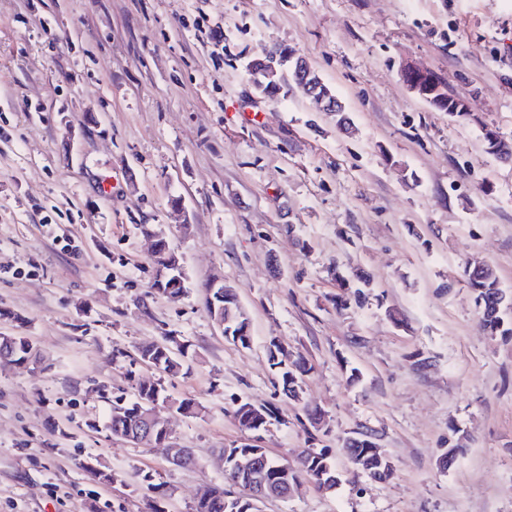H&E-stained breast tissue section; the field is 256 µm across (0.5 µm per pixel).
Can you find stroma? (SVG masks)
I'll use <instances>...</instances> for the list:
<instances>
[{"label":"stroma","instance_id":"35a3bbf8","mask_svg":"<svg viewBox=\"0 0 512 512\" xmlns=\"http://www.w3.org/2000/svg\"><path fill=\"white\" fill-rule=\"evenodd\" d=\"M275 46L307 58L348 131L252 87L247 63ZM408 61L469 118L410 92ZM487 127L512 140V0H0V308L21 317L0 334L47 363L0 368V512H191L246 436L240 400L274 411L257 440L272 457L326 448L340 471L262 512H512V336L483 329L462 275L489 265L512 294V166ZM144 224L181 255L183 296L152 289ZM216 280L249 345L212 322ZM167 337L188 353L177 378L133 360ZM273 343L306 363L300 399ZM140 378L205 407L157 406L199 466L110 435ZM366 429L387 481L341 452Z\"/></svg>","mask_w":512,"mask_h":512}]
</instances>
